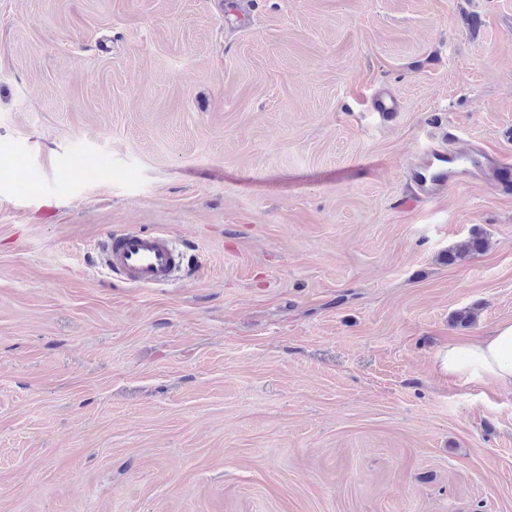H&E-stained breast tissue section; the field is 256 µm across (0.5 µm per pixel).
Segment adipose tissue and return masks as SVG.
Masks as SVG:
<instances>
[{
	"instance_id": "obj_1",
	"label": "adipose tissue",
	"mask_w": 512,
	"mask_h": 512,
	"mask_svg": "<svg viewBox=\"0 0 512 512\" xmlns=\"http://www.w3.org/2000/svg\"><path fill=\"white\" fill-rule=\"evenodd\" d=\"M435 363L443 374L462 384L512 388V322L495 325L479 339L441 349Z\"/></svg>"
}]
</instances>
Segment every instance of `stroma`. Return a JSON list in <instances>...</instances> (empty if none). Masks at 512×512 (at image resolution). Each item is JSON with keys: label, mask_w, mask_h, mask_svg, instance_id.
<instances>
[{"label": "stroma", "mask_w": 512, "mask_h": 512, "mask_svg": "<svg viewBox=\"0 0 512 512\" xmlns=\"http://www.w3.org/2000/svg\"><path fill=\"white\" fill-rule=\"evenodd\" d=\"M226 2L0 0V512H512V388L434 364L512 320V195L404 205L512 157V0ZM408 169L413 194L404 204L414 207L445 195L456 186L484 183L504 194L512 193V158L485 145L471 144L463 153L429 145ZM100 254L111 273L139 287L165 283L183 264L182 253L163 231H111L101 240Z\"/></svg>", "instance_id": "1"}]
</instances>
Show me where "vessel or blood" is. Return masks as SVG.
<instances>
[{"label": "vessel or blood", "instance_id": "obj_1", "mask_svg": "<svg viewBox=\"0 0 512 512\" xmlns=\"http://www.w3.org/2000/svg\"><path fill=\"white\" fill-rule=\"evenodd\" d=\"M413 194L406 206L435 200L457 186L484 183L505 194L512 193V158L488 150L483 144L469 145L454 153L431 145L407 173ZM104 265L126 282L151 287L168 281L182 265L167 233L127 230L107 233L100 243Z\"/></svg>", "mask_w": 512, "mask_h": 512}]
</instances>
